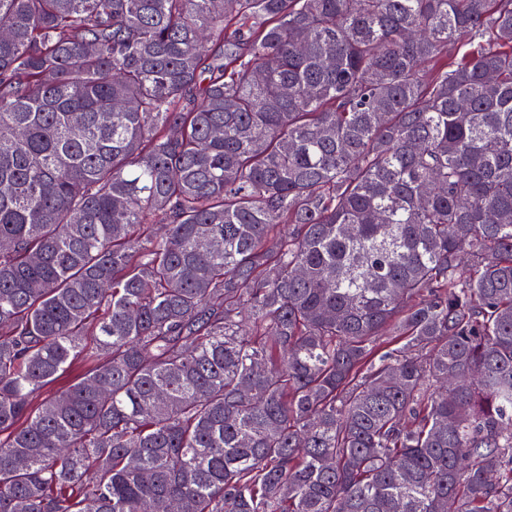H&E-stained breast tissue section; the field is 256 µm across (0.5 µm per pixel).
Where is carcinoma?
Segmentation results:
<instances>
[{
    "label": "carcinoma",
    "instance_id": "carcinoma-1",
    "mask_svg": "<svg viewBox=\"0 0 512 512\" xmlns=\"http://www.w3.org/2000/svg\"><path fill=\"white\" fill-rule=\"evenodd\" d=\"M1 28L0 512H512V0Z\"/></svg>",
    "mask_w": 512,
    "mask_h": 512
}]
</instances>
